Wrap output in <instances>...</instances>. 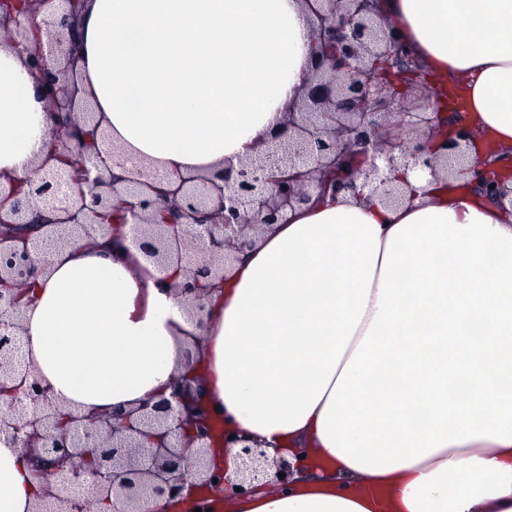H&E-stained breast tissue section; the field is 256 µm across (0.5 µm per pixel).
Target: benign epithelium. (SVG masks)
I'll use <instances>...</instances> for the list:
<instances>
[{
	"label": "benign epithelium",
	"mask_w": 512,
	"mask_h": 512,
	"mask_svg": "<svg viewBox=\"0 0 512 512\" xmlns=\"http://www.w3.org/2000/svg\"><path fill=\"white\" fill-rule=\"evenodd\" d=\"M54 0H0V18L14 27L6 40L31 59L47 102L48 154L26 175L0 184V224L21 226L33 207L56 213L42 224L44 238L60 246H91L107 238L117 244L127 225L147 258L175 268L181 280L172 290L185 302L198 329L206 327V300L253 237L287 221L288 212L312 197L367 187L386 205H399L416 188L408 173L471 174L485 193L503 205L500 174L512 164L469 165L473 131L462 123L440 122L430 111L442 95L439 85L415 73L394 26L381 21L376 0H314L321 45L298 110L287 113L272 145L213 175L159 179L137 170L111 177V155L88 154L70 115L79 89L68 25L42 27L33 21ZM63 57L45 85L44 49ZM123 219L107 223L114 206ZM42 242L27 235H0V440L28 456L43 481L32 512H91V506L120 504L117 512H141L158 498L179 512H207L224 500L225 470L211 461L220 422L193 384L192 349L202 338L187 337L185 367L169 394L142 400L121 413L66 417L31 363L18 358L24 344L20 285L46 271ZM235 454L238 494L265 488L274 474L290 483L298 463L272 456L256 440L223 432Z\"/></svg>",
	"instance_id": "obj_1"
}]
</instances>
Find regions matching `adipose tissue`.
<instances>
[{"instance_id":"1","label":"adipose tissue","mask_w":512,"mask_h":512,"mask_svg":"<svg viewBox=\"0 0 512 512\" xmlns=\"http://www.w3.org/2000/svg\"><path fill=\"white\" fill-rule=\"evenodd\" d=\"M467 120L512 148V0H379ZM305 0H84L71 23L96 151L114 178L206 174L293 111L316 34ZM26 53L0 41V181L49 140ZM399 207L342 191L261 232L222 288L196 370L268 450L286 488L227 512H512V207L424 176ZM24 307L26 357L64 411H124L182 369L196 325L168 283L111 245H47ZM31 461L0 441V512H31Z\"/></svg>"}]
</instances>
